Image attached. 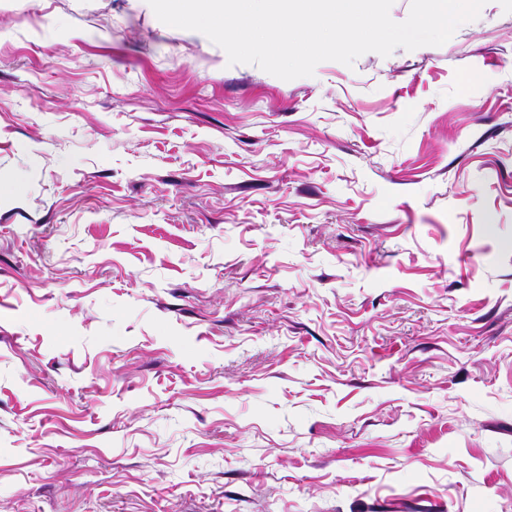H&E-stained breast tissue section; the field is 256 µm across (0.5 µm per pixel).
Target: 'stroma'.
<instances>
[{"label": "stroma", "mask_w": 512, "mask_h": 512, "mask_svg": "<svg viewBox=\"0 0 512 512\" xmlns=\"http://www.w3.org/2000/svg\"><path fill=\"white\" fill-rule=\"evenodd\" d=\"M0 512H512V0L291 81L0 0Z\"/></svg>", "instance_id": "stroma-1"}]
</instances>
